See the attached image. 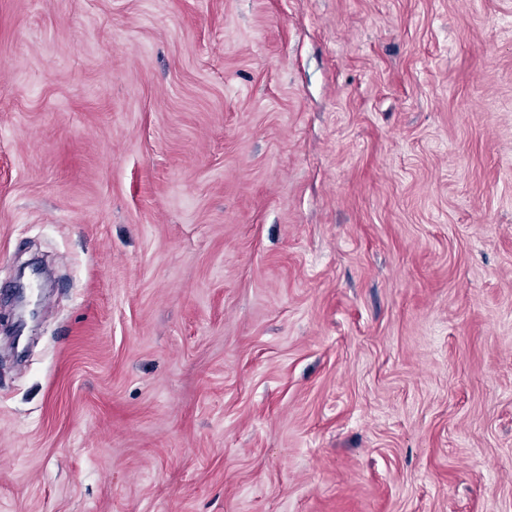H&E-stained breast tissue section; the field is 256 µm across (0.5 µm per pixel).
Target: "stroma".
<instances>
[{
	"label": "stroma",
	"instance_id": "stroma-1",
	"mask_svg": "<svg viewBox=\"0 0 512 512\" xmlns=\"http://www.w3.org/2000/svg\"><path fill=\"white\" fill-rule=\"evenodd\" d=\"M0 512H512V0H0Z\"/></svg>",
	"mask_w": 512,
	"mask_h": 512
}]
</instances>
